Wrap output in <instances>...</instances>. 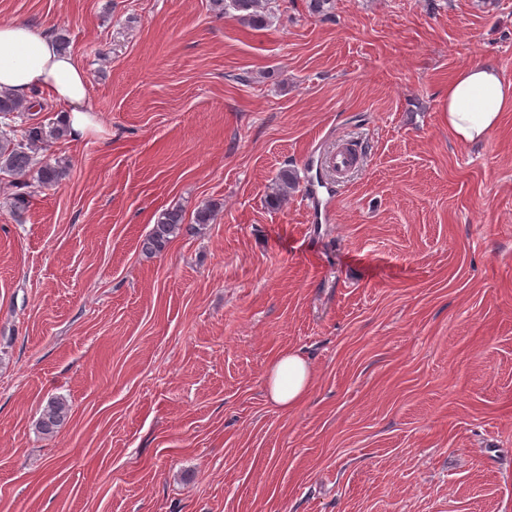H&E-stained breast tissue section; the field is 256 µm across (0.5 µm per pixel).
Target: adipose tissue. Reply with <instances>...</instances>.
Wrapping results in <instances>:
<instances>
[{
  "mask_svg": "<svg viewBox=\"0 0 512 512\" xmlns=\"http://www.w3.org/2000/svg\"><path fill=\"white\" fill-rule=\"evenodd\" d=\"M41 91L62 107L61 120L77 139L99 132L88 105V74L70 54L60 52L42 25L15 21L0 24V91L26 101ZM512 107V83L497 66L477 62L459 68L448 82L444 110L448 129L459 140L479 142ZM314 372L306 359L288 349L276 354L265 374L266 394L291 411L306 401Z\"/></svg>",
  "mask_w": 512,
  "mask_h": 512,
  "instance_id": "obj_1",
  "label": "adipose tissue"
}]
</instances>
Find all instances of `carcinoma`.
<instances>
[{"mask_svg": "<svg viewBox=\"0 0 512 512\" xmlns=\"http://www.w3.org/2000/svg\"><path fill=\"white\" fill-rule=\"evenodd\" d=\"M272 0H211L212 10L219 15H226L233 10L238 18L257 28L267 26L271 14ZM40 105L35 100L26 106L23 102L8 94H0V172L7 173L15 178L12 186L17 191L11 194L10 210L19 218L29 208L31 191L27 190L28 183L25 177L32 170L36 171V181L40 187H49L57 184L67 174L66 168L59 163L50 162L49 159H38L39 151L50 146L51 143L67 136V127L58 122L56 124H30L24 129L22 135H15L13 122L21 112ZM299 187V178L296 170L283 168L276 177V190L270 197V204L279 205L288 195ZM220 203L207 201L197 208L195 223L209 224L214 219ZM184 230L183 216L180 210L166 211L153 225L150 233L142 240L141 250L147 255H156L162 252L170 240ZM69 419V406L58 398H50L36 422L37 431L47 437L54 436Z\"/></svg>", "mask_w": 512, "mask_h": 512, "instance_id": "obj_1", "label": "carcinoma"}]
</instances>
